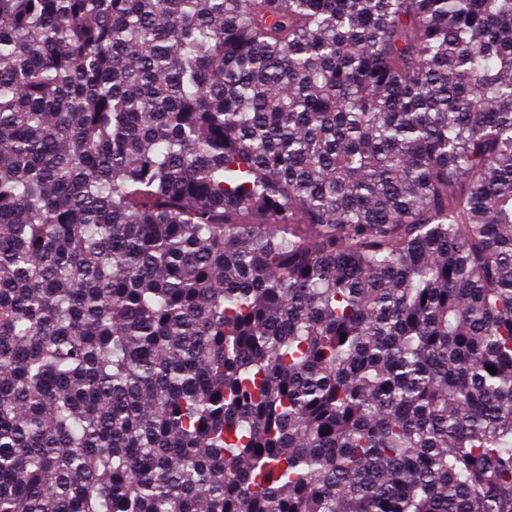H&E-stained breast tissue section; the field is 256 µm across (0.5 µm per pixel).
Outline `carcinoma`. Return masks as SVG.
<instances>
[{
    "mask_svg": "<svg viewBox=\"0 0 512 512\" xmlns=\"http://www.w3.org/2000/svg\"><path fill=\"white\" fill-rule=\"evenodd\" d=\"M0 512H512V0H0Z\"/></svg>",
    "mask_w": 512,
    "mask_h": 512,
    "instance_id": "cac0c4a2",
    "label": "carcinoma"
}]
</instances>
